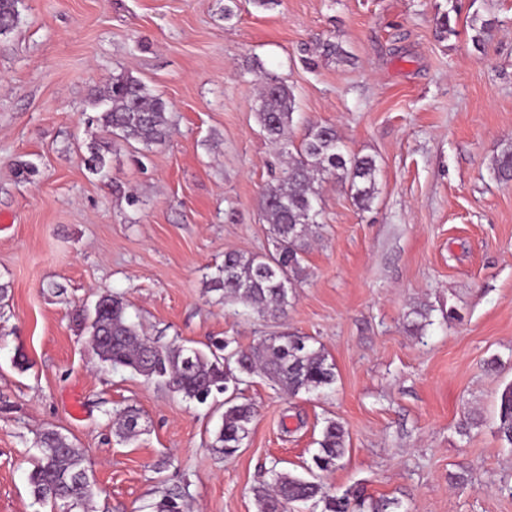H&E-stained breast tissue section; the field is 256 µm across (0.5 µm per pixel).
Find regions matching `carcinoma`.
Here are the masks:
<instances>
[{
	"label": "carcinoma",
	"instance_id": "obj_1",
	"mask_svg": "<svg viewBox=\"0 0 512 512\" xmlns=\"http://www.w3.org/2000/svg\"><path fill=\"white\" fill-rule=\"evenodd\" d=\"M19 0H0V33L14 27L19 18ZM493 28V22L475 15L471 29L473 42L480 46ZM97 108L91 122L105 134L87 145L85 165L100 178L109 179L107 154L112 140L119 138L146 148L160 145L170 134L167 105L153 95L145 83L126 74L112 77L106 89L91 93ZM295 96L276 76L268 75L262 85L258 118L263 131L281 145L288 155V168L277 183L263 193V215L269 224L274 250L261 255L237 251L224 253V265L212 278V287L224 292V302L242 305L262 319L286 314L294 288L305 273V255L321 228L320 192L315 184L334 180L349 187L354 203L368 208L377 194L379 165L371 156L348 151L336 128L311 124L296 152L288 148L287 132L293 124ZM496 178L512 180V143L506 145L492 163ZM122 298L105 294L91 311L80 317L90 321V336L101 361L111 367L149 371L175 393L203 403L213 391L226 392L228 385L240 384L241 376L262 373L280 391L293 397L319 393L336 382L335 365L324 348L304 336L281 333L264 336L249 349L230 347L224 342V355L208 357L195 347L159 348L141 336L138 325L129 321ZM432 308L413 309L411 331L423 334L432 324ZM225 409L215 445L227 456L237 453L249 437L255 409L249 402L233 397ZM118 430L126 438L138 433V415L131 410L115 413ZM496 432L512 447V383L499 394ZM346 433L337 420H329L317 441L310 476L289 471H271V482L253 489L258 512H290L298 502H313L321 512H386L388 501L367 502L358 490L334 493L319 480V473L339 467L345 455ZM38 454L28 476L31 495L38 504H74V512H90L93 486L83 467V456L65 436L53 429L38 439Z\"/></svg>",
	"mask_w": 512,
	"mask_h": 512
}]
</instances>
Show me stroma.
<instances>
[{"instance_id": "obj_1", "label": "stroma", "mask_w": 512, "mask_h": 512, "mask_svg": "<svg viewBox=\"0 0 512 512\" xmlns=\"http://www.w3.org/2000/svg\"><path fill=\"white\" fill-rule=\"evenodd\" d=\"M19 10L0 34V512H63L28 483L47 428L82 449L93 512H155L171 493L193 512H257L253 487L300 472L330 418L348 448L323 478L336 492L363 489L388 512H512V447L495 433L512 382V182L492 174L512 141V0H238L229 20L224 0ZM476 15L496 22L480 48ZM328 40L342 55L320 54ZM264 71L294 91L292 142L330 124L380 167L365 210L322 185L307 276L275 320L210 288L225 252L272 248L262 193L284 167L257 121ZM119 72L166 102L171 135L147 151L115 141L107 183L83 162L102 135L86 118L91 90ZM103 294L162 348L311 337L336 382L291 397L247 378L238 394L257 415L224 456V394L189 402L99 360L77 314ZM419 305L434 310L420 336ZM123 408L140 414L132 441L116 432ZM470 412L480 423L460 433Z\"/></svg>"}]
</instances>
